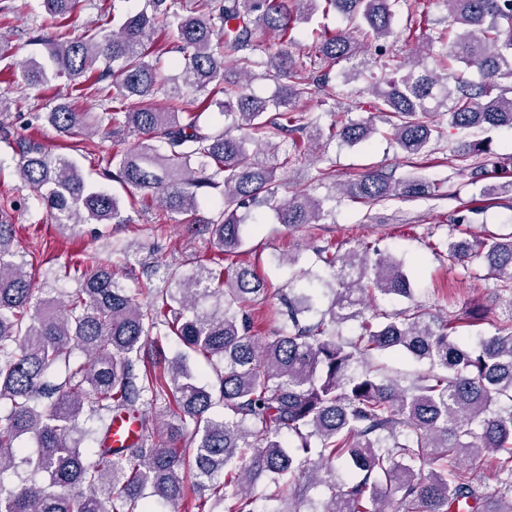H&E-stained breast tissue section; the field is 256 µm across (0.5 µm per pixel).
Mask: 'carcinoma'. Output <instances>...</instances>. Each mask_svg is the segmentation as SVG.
<instances>
[{
    "mask_svg": "<svg viewBox=\"0 0 512 512\" xmlns=\"http://www.w3.org/2000/svg\"><path fill=\"white\" fill-rule=\"evenodd\" d=\"M319 0H198L184 13L183 0H149L151 14L128 17L117 30L102 26L73 38L68 22L78 0H44L53 31L32 41L43 45L51 68L32 61L19 78L47 84L65 77L76 96L95 94L113 103L107 118L112 137L127 129L138 144L112 154L104 176L165 210L184 215L188 231L211 235L216 251L186 273L167 270L174 287L146 301L143 289L126 288L112 265L87 252L64 277L71 292L35 287L29 263L14 244V225L0 208V512H150L148 499L187 512H257L255 488L264 479L272 496L288 500L276 512H512V233L469 239L459 231L443 243L453 265L477 263L502 282L508 310L494 335L468 346L464 322L438 316L414 301L403 264L359 239L348 249L326 241L319 259L334 284L327 309L321 279L307 277L288 289V329L263 344L251 334V305L268 298L265 281L249 265L227 263L243 246L253 216L267 207L281 224H319L323 201L308 193L282 202L271 185L291 156L276 155L275 139L307 132L299 103L312 95L333 68L350 63L345 77L358 79L365 61L361 45L344 29L314 32L308 58L318 75L294 81V59L285 46L300 19ZM360 28L383 56L396 35L418 41L428 14L398 33V0H324ZM454 32L427 36L443 61L476 70L482 81L445 77L413 56L401 75L369 88V107L391 126L407 156L421 155L444 110L460 138L452 147L469 176L512 173V156L494 155L471 141L475 128H512V95L500 81L512 78V0H446ZM176 30L179 77L163 74V52L153 35ZM281 45L258 55V37ZM229 58L250 79L257 70L289 83L259 98L242 85L221 83ZM222 96L232 127L203 130L185 111V92ZM166 95L167 110L153 101ZM134 98L137 105L125 106ZM43 119L64 137L100 131L103 118L56 104ZM376 133L372 120L332 123L327 140L355 145ZM17 173L29 196L43 203L54 222L128 224L116 196L86 185L76 164L51 157L37 142L15 141ZM223 187L216 215H198L199 194ZM362 205L392 198L431 197L435 184L422 178L394 180L367 171L344 185ZM412 301L390 314L371 304L377 296ZM214 308L200 309L206 299ZM360 320L349 340L330 327ZM155 340L150 342L148 337ZM174 336L211 369L201 385L181 355L166 357L163 340ZM402 350L428 364L406 383L387 378L371 362L377 351ZM217 406L223 412L216 414ZM127 412L140 424L141 440L127 448L105 446L112 414ZM35 439L31 454L17 445ZM492 461L495 499L479 493L472 463ZM429 469H424V465ZM343 466L352 479L336 483ZM12 472L19 482L7 488ZM323 487L325 501L313 508L308 490Z\"/></svg>",
    "mask_w": 512,
    "mask_h": 512,
    "instance_id": "carcinoma-1",
    "label": "carcinoma"
}]
</instances>
